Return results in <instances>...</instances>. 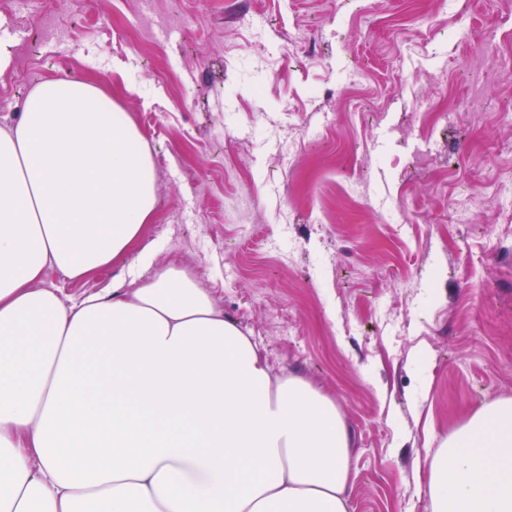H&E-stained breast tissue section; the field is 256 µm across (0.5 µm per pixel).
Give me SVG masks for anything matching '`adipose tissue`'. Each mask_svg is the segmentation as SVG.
Segmentation results:
<instances>
[{"label":"adipose tissue","instance_id":"1","mask_svg":"<svg viewBox=\"0 0 512 512\" xmlns=\"http://www.w3.org/2000/svg\"><path fill=\"white\" fill-rule=\"evenodd\" d=\"M157 204L137 127L91 82L47 80L0 129V512H350L334 400L261 349L187 272L65 303L135 251ZM425 465L430 512H512V398ZM129 261L130 258L118 260L80 280H72L56 269H49L46 271L40 285L42 287L58 288L60 295L66 301L77 299L89 292L111 290L112 283L120 278H125L128 282L131 280V277L128 275ZM104 270L110 272L109 277L104 278L101 275Z\"/></svg>","mask_w":512,"mask_h":512}]
</instances>
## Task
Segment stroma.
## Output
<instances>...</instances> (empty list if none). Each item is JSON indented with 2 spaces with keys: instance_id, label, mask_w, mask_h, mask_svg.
<instances>
[{
  "instance_id": "obj_1",
  "label": "stroma",
  "mask_w": 512,
  "mask_h": 512,
  "mask_svg": "<svg viewBox=\"0 0 512 512\" xmlns=\"http://www.w3.org/2000/svg\"><path fill=\"white\" fill-rule=\"evenodd\" d=\"M0 127L52 78L140 123L182 268L353 433L351 512H428L418 467L512 398V56L502 0H0ZM479 197L467 224L457 196ZM108 275L42 284L67 300Z\"/></svg>"
}]
</instances>
